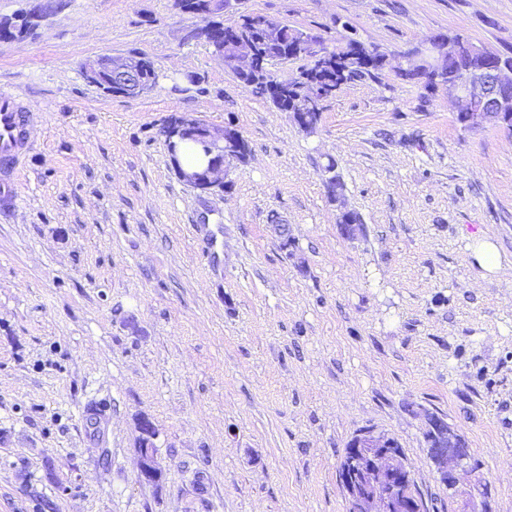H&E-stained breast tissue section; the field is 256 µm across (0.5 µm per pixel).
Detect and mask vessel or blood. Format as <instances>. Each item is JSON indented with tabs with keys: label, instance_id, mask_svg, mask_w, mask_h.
<instances>
[{
	"label": "vessel or blood",
	"instance_id": "1",
	"mask_svg": "<svg viewBox=\"0 0 512 512\" xmlns=\"http://www.w3.org/2000/svg\"><path fill=\"white\" fill-rule=\"evenodd\" d=\"M37 118L28 104L13 92L0 89V205L16 200L20 167L31 150L27 128Z\"/></svg>",
	"mask_w": 512,
	"mask_h": 512
}]
</instances>
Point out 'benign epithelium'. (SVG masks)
I'll use <instances>...</instances> for the list:
<instances>
[{"label": "benign epithelium", "instance_id": "benign-epithelium-1", "mask_svg": "<svg viewBox=\"0 0 512 512\" xmlns=\"http://www.w3.org/2000/svg\"><path fill=\"white\" fill-rule=\"evenodd\" d=\"M231 0H177L180 9L194 17L207 19L205 25L195 28L197 38L216 48L227 67L242 81L263 72L254 44H242L232 31L220 33L219 24L211 17L225 11ZM440 39L425 40L407 55L395 57L398 71L414 74L424 80H437L443 71ZM304 53L314 62L324 64L328 49L322 38L311 33L303 45ZM486 52L474 48L469 71L458 82L448 86V96L456 103L457 115L468 119L467 126L475 128L478 122L494 114L501 128L512 132V65H486ZM85 78L114 95L137 97L153 87L149 60L142 56L105 54L83 65ZM197 133L208 140L210 163L199 171L187 174L178 171L180 178L193 188L207 192L214 188L228 190L229 162L238 158L242 149V135L232 125L214 129L189 115L173 119V132L165 133L171 157H176L178 141L172 133ZM138 443L139 480L146 484L160 482L163 473L157 464L155 440L158 432L153 421L144 416L140 420ZM425 440L428 455L439 479L456 494L460 475L477 474L480 466L463 433L447 420L431 415L427 421ZM398 441L392 435L366 427L349 441L342 460L343 489L349 512H425L426 503L415 492L411 467L398 461Z\"/></svg>", "mask_w": 512, "mask_h": 512}]
</instances>
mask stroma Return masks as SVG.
Listing matches in <instances>:
<instances>
[{"instance_id": "35a3bbf8", "label": "stroma", "mask_w": 512, "mask_h": 512, "mask_svg": "<svg viewBox=\"0 0 512 512\" xmlns=\"http://www.w3.org/2000/svg\"><path fill=\"white\" fill-rule=\"evenodd\" d=\"M243 13L330 46L347 20L389 55L448 31L512 53V0H240L222 20ZM201 24L175 0H47L0 38V88L38 114L0 210V512H347L339 469L365 427L398 440L432 512H472L473 477L449 496L428 458L431 414L482 461L490 512H512V134L464 128L445 90L390 68L306 134ZM103 54L149 58L152 90L88 83ZM177 115L240 130L231 190L178 177ZM143 415L156 484L138 479ZM471 251L478 265L487 273H493L499 268L500 256L493 242L484 238H475Z\"/></svg>"}]
</instances>
